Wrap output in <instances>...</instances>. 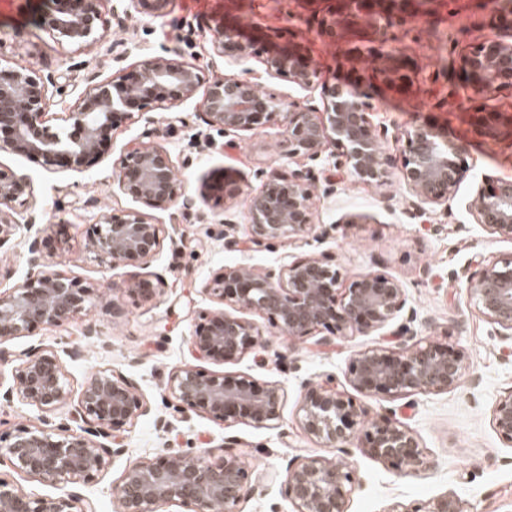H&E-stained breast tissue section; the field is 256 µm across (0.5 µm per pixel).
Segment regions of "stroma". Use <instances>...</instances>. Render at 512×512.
Returning a JSON list of instances; mask_svg holds the SVG:
<instances>
[{"label": "stroma", "mask_w": 512, "mask_h": 512, "mask_svg": "<svg viewBox=\"0 0 512 512\" xmlns=\"http://www.w3.org/2000/svg\"><path fill=\"white\" fill-rule=\"evenodd\" d=\"M45 2L0 0V58L65 77L62 93L50 96L52 111H67L91 79L131 73L144 56L160 55L201 65L206 80L251 72L263 90L282 101L316 108L323 105L325 87L359 74L366 78L363 90L377 106L373 124L389 130L383 147L392 157H399L402 149L396 135L424 122L468 146L462 160L467 177L433 223L413 218L399 171H392L380 185L345 176L335 195L316 197L307 244L284 241L257 249L251 243L245 199L259 192L271 170L285 173L299 166L284 153L283 127L275 121L251 132L226 133L205 124L198 100L185 102L179 108L183 125L163 122L147 137L148 144L171 152L176 176L191 199L176 215L158 216L162 223L175 220L183 242L176 250L164 247L150 261L134 260L114 269L95 260L85 242L102 214H120L134 206L114 182L112 163L130 139L142 135V123L121 121L108 133L98 158L82 168L63 162L45 167L0 153V165L31 184L29 203L41 227L43 261L101 294L79 319L62 328L38 327L9 342L8 350L16 359L32 346L57 353L76 392L95 371L113 370L131 380L150 407L147 416L122 432L123 455L111 458L105 472L83 488L91 512H116L113 482L127 460L217 450L228 441L254 484L245 512H292L283 486L268 479V472L283 471L295 459L339 455L352 464L358 479L350 512H390L397 503L410 508L442 495L455 497L462 512H512V445L496 434L491 421L495 401L512 391V345L495 336L465 290L467 276L483 264L512 255V240L489 236L465 209L481 180L512 181V138L477 135L471 115L480 95L463 84L448 91L444 80L462 54L498 39L487 0H448L436 16L418 14L394 29L392 48L431 78L405 94L381 93L367 81L372 61L350 65L320 32L318 20L330 0H245L237 22L257 49L246 60L212 50L208 27L223 16V0H170L161 18L139 12L131 0H106L103 38L79 50L58 44L44 31ZM285 25L293 31L295 49L316 74L308 88L264 74L263 55L275 48L270 32ZM228 233L235 247H225ZM321 254L332 258L347 282L370 270L397 278L407 296L398 323L416 314V321L408 323L418 337L464 355L463 375L455 388L365 401L372 415H397L417 438L424 464L410 475H400L355 447L340 453L322 447L301 429L293 407L304 385L331 378L346 387L355 351L397 344L390 326L369 336L336 337L327 344L295 341L270 331L257 355L224 364V371L285 386L289 403L275 429L246 422L226 428L206 415L177 411L165 399L169 373L189 361L187 341L201 315L214 307L203 286L216 271L243 264L264 272ZM133 275L142 287L156 289L152 300L113 294V283Z\"/></svg>", "instance_id": "stroma-1"}]
</instances>
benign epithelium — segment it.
<instances>
[{
	"label": "benign epithelium",
	"instance_id": "7a95c632",
	"mask_svg": "<svg viewBox=\"0 0 512 512\" xmlns=\"http://www.w3.org/2000/svg\"><path fill=\"white\" fill-rule=\"evenodd\" d=\"M79 0L71 8L51 0L45 28L54 39L88 46L103 36L101 4ZM443 0H336L319 20L321 31L336 41L348 61L378 62L371 79L390 92H404L419 82L420 70L390 47L389 29L403 26L413 14H434L429 5ZM495 22L512 34V0H491ZM213 49L233 47L240 59L254 51L237 24L218 23L210 33ZM265 72L308 87L314 74L300 57L281 51L267 56ZM455 82L483 96L475 108L479 133L512 135V113L493 103L495 93L512 90V42L489 41L463 56L452 69ZM57 79L41 77L33 66L0 64V152L22 155L45 166L61 159L81 167L98 155L99 135L112 129L117 115L131 103L169 111L196 96L199 70L175 58L147 56L136 63L135 77L120 75L91 80L72 111H49L48 86ZM324 110L284 104L260 91L252 80L226 75L208 82L200 108L206 123L226 132H249L281 118L290 159L317 160L326 144L341 149L352 176L381 184L393 165L382 149L388 131L370 120L375 107L355 86L327 87ZM400 176L412 197L414 215L430 217L454 196L465 178L460 156L466 145L453 142L433 125L422 123L401 133ZM121 192L140 205L122 216L100 217L86 249L112 268L130 260L149 261L164 244L176 243V225L163 224L152 212H169L187 204L185 184L176 178V163L163 146L130 141L112 163ZM27 181L0 165V248L18 234L16 206L26 205ZM252 243L300 239L312 229V184L298 174L271 171L264 188L244 201ZM486 233L512 239V181L478 184L468 204ZM31 271L0 290V345L27 336L33 326L61 328L84 314L97 289L81 286L67 274L41 262L38 241L28 245ZM469 296L493 326L495 335L512 342V257L488 263L467 279ZM217 307L203 315L190 338L193 359L213 364L237 361L266 344L265 333L249 319L256 313L278 333L308 339L326 331L342 338L369 335L385 328L406 304L403 284L377 271L359 274L342 287L341 275L328 260L308 256L283 269L255 272L226 266L205 284ZM464 356L422 338L357 351L346 380L366 397H401L446 391L458 385ZM166 397L185 410L203 413L229 428L239 418L260 429L275 428L282 418L285 391L277 383L259 386L247 373H204L185 363L169 373ZM71 382L60 357L32 351L16 367L11 380H0V399L17 400L40 412V424L23 426L0 439V460L20 474L70 490L58 496L31 497L0 480V512H88L81 489L103 473L110 458L122 452L115 432L134 426L149 413L144 397L128 379L100 369L82 386L69 422L46 427L47 415L69 404ZM304 432L325 448L356 447L395 466L404 475L423 465L419 443L404 423L372 417L333 381L307 385L296 406ZM492 425L512 444V391L493 406ZM284 483L294 512H349L356 483L354 469L339 458H310L287 465ZM119 512H159L161 505L185 512H244L252 493L249 472L230 449L219 456L210 449L172 454L156 460L128 462L116 483ZM389 512H461L457 499L432 498L415 508L399 504Z\"/></svg>",
	"mask_w": 512,
	"mask_h": 512
}]
</instances>
